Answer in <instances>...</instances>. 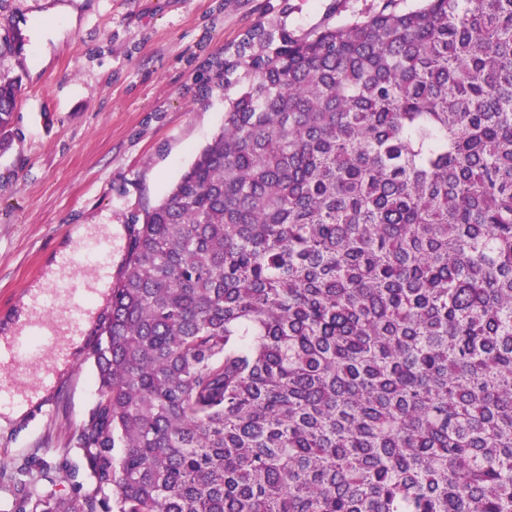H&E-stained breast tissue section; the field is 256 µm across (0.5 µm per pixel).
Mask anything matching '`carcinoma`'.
<instances>
[{
  "mask_svg": "<svg viewBox=\"0 0 512 512\" xmlns=\"http://www.w3.org/2000/svg\"><path fill=\"white\" fill-rule=\"evenodd\" d=\"M400 2L224 59V128L130 218L89 485L24 466L12 512H512V0Z\"/></svg>",
  "mask_w": 512,
  "mask_h": 512,
  "instance_id": "cac0c4a2",
  "label": "carcinoma"
}]
</instances>
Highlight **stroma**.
Wrapping results in <instances>:
<instances>
[{
	"label": "stroma",
	"mask_w": 512,
	"mask_h": 512,
	"mask_svg": "<svg viewBox=\"0 0 512 512\" xmlns=\"http://www.w3.org/2000/svg\"><path fill=\"white\" fill-rule=\"evenodd\" d=\"M70 5L64 24L52 10ZM380 0H0V34L23 25L33 49L0 59L21 76L12 149L0 155V321L43 281L81 224H115L112 277L126 269L127 219L167 197L224 125L242 84L224 83V51L257 22L300 35L342 24ZM87 332L47 400L0 427V512L18 468H60L61 492L83 481L75 439L98 402Z\"/></svg>",
	"instance_id": "35a3bbf8"
}]
</instances>
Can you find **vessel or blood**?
<instances>
[{
	"instance_id": "b4317fda",
	"label": "vessel or blood",
	"mask_w": 512,
	"mask_h": 512,
	"mask_svg": "<svg viewBox=\"0 0 512 512\" xmlns=\"http://www.w3.org/2000/svg\"><path fill=\"white\" fill-rule=\"evenodd\" d=\"M110 251L111 244L107 238L84 239L72 253L60 258L61 279L41 289L33 298L35 321L29 328L17 330L10 341L0 344V369L12 371L25 364H38L47 350L53 351L57 360H73L74 355L66 340L80 334L82 316L95 298V283L112 277ZM79 264L89 269V280L74 278L73 269ZM56 307L68 309L66 320L56 322L47 319V312Z\"/></svg>"
}]
</instances>
